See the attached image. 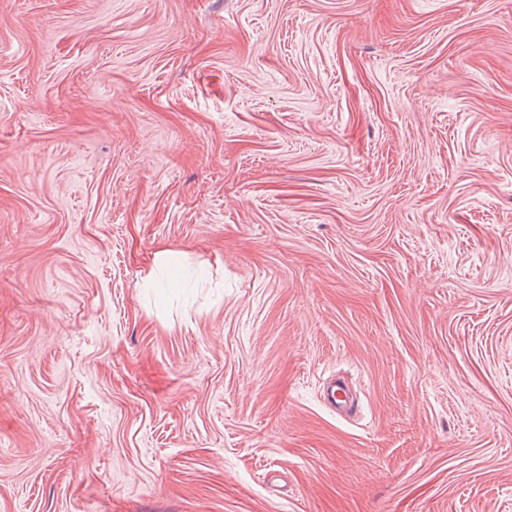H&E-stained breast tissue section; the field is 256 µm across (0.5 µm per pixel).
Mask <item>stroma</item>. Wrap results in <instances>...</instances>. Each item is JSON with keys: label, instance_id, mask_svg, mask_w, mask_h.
Segmentation results:
<instances>
[{"label": "stroma", "instance_id": "obj_1", "mask_svg": "<svg viewBox=\"0 0 512 512\" xmlns=\"http://www.w3.org/2000/svg\"><path fill=\"white\" fill-rule=\"evenodd\" d=\"M0 512H512V0H0Z\"/></svg>", "mask_w": 512, "mask_h": 512}]
</instances>
